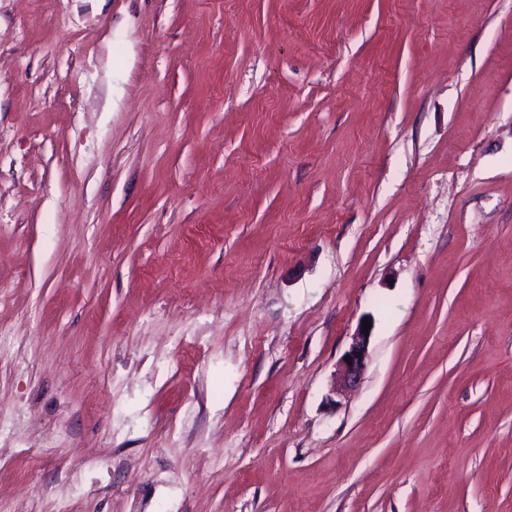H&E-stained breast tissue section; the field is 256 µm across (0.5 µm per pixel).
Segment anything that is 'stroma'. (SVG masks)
<instances>
[{
	"label": "stroma",
	"mask_w": 512,
	"mask_h": 512,
	"mask_svg": "<svg viewBox=\"0 0 512 512\" xmlns=\"http://www.w3.org/2000/svg\"><path fill=\"white\" fill-rule=\"evenodd\" d=\"M0 512H512V0H0ZM362 323L359 325L355 334L351 337L348 349L341 357L337 373L334 372L333 390L336 392H345L353 390L359 383L365 370L371 340V328L369 334L363 332ZM346 356H350L351 364L346 361Z\"/></svg>",
	"instance_id": "35a3bbf8"
}]
</instances>
